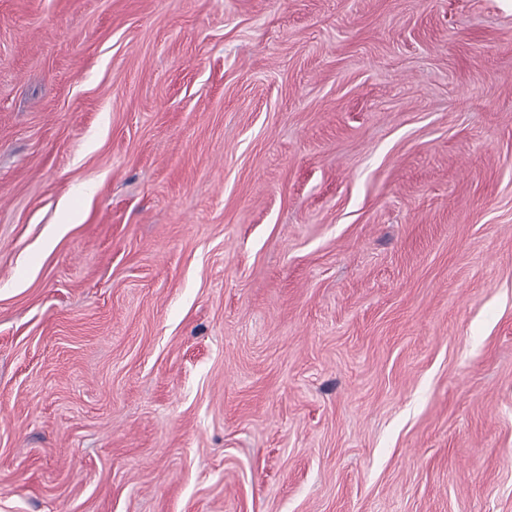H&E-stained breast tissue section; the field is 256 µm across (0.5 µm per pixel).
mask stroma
Instances as JSON below:
<instances>
[{
  "label": "stroma",
  "mask_w": 512,
  "mask_h": 512,
  "mask_svg": "<svg viewBox=\"0 0 512 512\" xmlns=\"http://www.w3.org/2000/svg\"><path fill=\"white\" fill-rule=\"evenodd\" d=\"M0 512H512V0H0Z\"/></svg>",
  "instance_id": "obj_1"
}]
</instances>
